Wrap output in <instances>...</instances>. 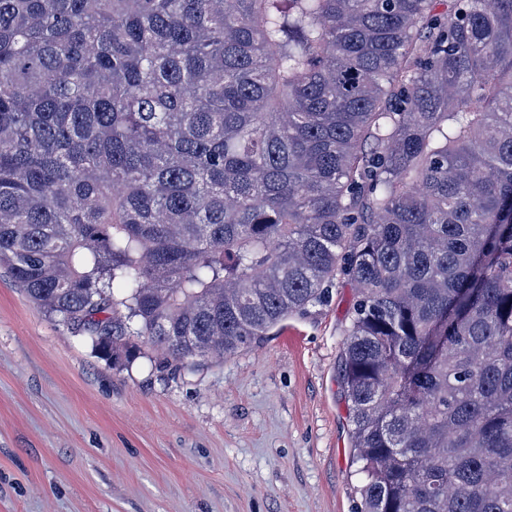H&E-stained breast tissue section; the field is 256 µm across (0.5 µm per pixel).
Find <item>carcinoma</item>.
<instances>
[{
    "label": "carcinoma",
    "mask_w": 512,
    "mask_h": 512,
    "mask_svg": "<svg viewBox=\"0 0 512 512\" xmlns=\"http://www.w3.org/2000/svg\"><path fill=\"white\" fill-rule=\"evenodd\" d=\"M101 357L357 290L358 512H512V0H0V265Z\"/></svg>",
    "instance_id": "obj_1"
}]
</instances>
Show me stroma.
<instances>
[{"instance_id": "obj_1", "label": "stroma", "mask_w": 512, "mask_h": 512, "mask_svg": "<svg viewBox=\"0 0 512 512\" xmlns=\"http://www.w3.org/2000/svg\"><path fill=\"white\" fill-rule=\"evenodd\" d=\"M357 291L192 369L131 360L39 312L0 269V512H355L341 346Z\"/></svg>"}]
</instances>
